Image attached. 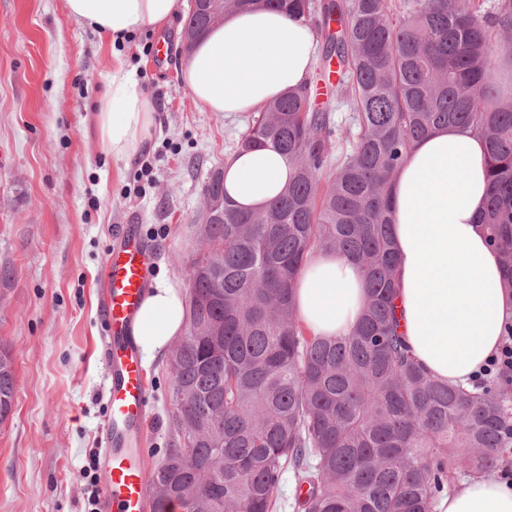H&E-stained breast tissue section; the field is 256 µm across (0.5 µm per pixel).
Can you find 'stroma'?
Listing matches in <instances>:
<instances>
[{"label": "stroma", "mask_w": 512, "mask_h": 512, "mask_svg": "<svg viewBox=\"0 0 512 512\" xmlns=\"http://www.w3.org/2000/svg\"><path fill=\"white\" fill-rule=\"evenodd\" d=\"M184 25L115 44L70 17L65 0H0V348L16 369L0 423V512H92L107 403L104 257L117 227L134 224L157 252L152 279L187 283L203 185L251 120L202 111L183 88ZM120 63L137 71L155 110L148 174L101 147L95 112ZM168 361L145 364L152 463L177 412Z\"/></svg>", "instance_id": "35a3bbf8"}]
</instances>
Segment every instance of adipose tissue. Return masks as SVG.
Returning <instances> with one entry per match:
<instances>
[{
  "instance_id": "1",
  "label": "adipose tissue",
  "mask_w": 512,
  "mask_h": 512,
  "mask_svg": "<svg viewBox=\"0 0 512 512\" xmlns=\"http://www.w3.org/2000/svg\"><path fill=\"white\" fill-rule=\"evenodd\" d=\"M184 6L185 0H66L73 19L114 42L162 29ZM315 53V34L305 20L271 9L238 12L210 28L185 56L181 81L204 111L253 112L303 85ZM95 119L101 145L114 158L131 160L147 147L154 110L135 71L113 70ZM485 160L479 135L437 128L413 145L390 186L399 330L429 375L468 390L499 351L512 315L500 254L480 222L488 193ZM290 175L275 151L244 150L224 164L225 194L241 209L261 211ZM295 293L298 320L321 336L347 333L367 299L360 266L326 250L309 256ZM186 321L181 284L159 279L142 302L135 330L145 358L164 354ZM436 512H512V487L472 475L438 502Z\"/></svg>"
}]
</instances>
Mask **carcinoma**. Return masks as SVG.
Listing matches in <instances>:
<instances>
[{"instance_id":"carcinoma-1","label":"carcinoma","mask_w":512,"mask_h":512,"mask_svg":"<svg viewBox=\"0 0 512 512\" xmlns=\"http://www.w3.org/2000/svg\"><path fill=\"white\" fill-rule=\"evenodd\" d=\"M275 7L304 18L336 62L325 95L355 112L334 125L308 80L260 110L237 149L269 148L292 169L263 212L224 201L192 262L186 332L170 358L174 437L145 472L149 512H276L292 473L300 512H434L458 474L490 475L512 445L508 391L469 392L429 377L398 331L389 183L407 151L441 125L486 143L482 223L512 293V0L486 18L469 0H224V12ZM498 33L492 40L485 27ZM352 148L329 164L333 149ZM330 249L365 274L367 303L349 334L297 319L294 281ZM0 363V422L15 393Z\"/></svg>"}]
</instances>
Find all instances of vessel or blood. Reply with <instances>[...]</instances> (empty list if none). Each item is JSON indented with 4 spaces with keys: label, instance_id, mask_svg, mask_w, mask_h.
Returning <instances> with one entry per match:
<instances>
[{
    "label": "vessel or blood",
    "instance_id": "vessel-or-blood-1",
    "mask_svg": "<svg viewBox=\"0 0 512 512\" xmlns=\"http://www.w3.org/2000/svg\"><path fill=\"white\" fill-rule=\"evenodd\" d=\"M153 256L133 226L107 255L102 316L107 335L101 356L107 365L105 385L109 410L102 431L106 474L101 482L105 512H147L144 481L145 449L133 447L147 419V373L133 336L140 306L149 285Z\"/></svg>",
    "mask_w": 512,
    "mask_h": 512
}]
</instances>
